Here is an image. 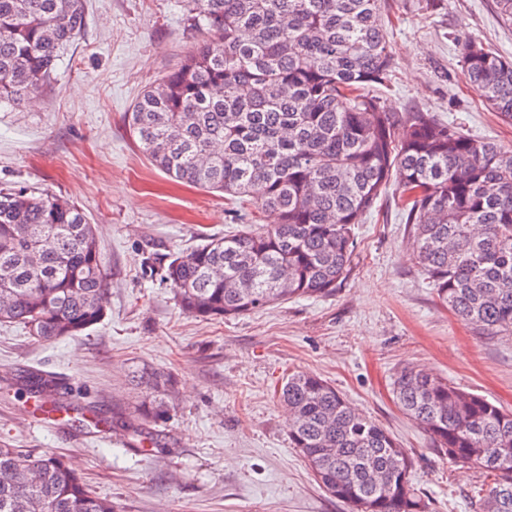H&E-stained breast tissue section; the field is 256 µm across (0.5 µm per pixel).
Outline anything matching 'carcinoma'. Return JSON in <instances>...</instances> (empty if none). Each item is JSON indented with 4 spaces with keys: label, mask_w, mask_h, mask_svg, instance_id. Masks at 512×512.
Wrapping results in <instances>:
<instances>
[{
    "label": "carcinoma",
    "mask_w": 512,
    "mask_h": 512,
    "mask_svg": "<svg viewBox=\"0 0 512 512\" xmlns=\"http://www.w3.org/2000/svg\"><path fill=\"white\" fill-rule=\"evenodd\" d=\"M190 26L213 31L138 96L129 133L172 180L247 197L248 224L163 267L181 310L224 319L293 298L330 296L350 275L355 226L392 178L412 248L438 299L490 336L512 335V148L478 140L431 112H389L394 68L384 0H180ZM84 0H0V102L21 104L84 28ZM467 83L512 123V59L467 41ZM407 126L404 140L394 127ZM274 211L279 222L257 223ZM0 323L41 342L80 336L105 315L95 228L64 196L0 188ZM148 399L125 427L168 412L174 378L145 370ZM52 386L29 372L22 389ZM393 392L434 451L479 470L480 512H512V412L409 367ZM278 398L288 439L320 487L349 512H429L414 458L317 375H288ZM0 512H118L52 454L0 446Z\"/></svg>",
    "instance_id": "carcinoma-1"
}]
</instances>
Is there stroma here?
Segmentation results:
<instances>
[{
  "instance_id": "stroma-1",
  "label": "stroma",
  "mask_w": 512,
  "mask_h": 512,
  "mask_svg": "<svg viewBox=\"0 0 512 512\" xmlns=\"http://www.w3.org/2000/svg\"><path fill=\"white\" fill-rule=\"evenodd\" d=\"M87 24L30 100L0 104V187L70 198L97 227L106 316L86 335L36 342L0 323V444L65 457L121 512H346L288 440L274 396L288 373L333 385L412 452L430 512H476L483 477L436 453L394 404L391 383L426 369L512 411V335L488 336L453 316L426 283L409 226L389 189L356 228L352 271L330 297L301 298L225 320L178 307L163 279L169 257L245 222L250 202L172 182L130 136L139 93L205 40L177 0H86ZM396 67L383 93L393 112L429 111L465 133L512 147V124L467 84L460 45L512 55L495 0H387ZM170 373L165 419L140 444L118 419L144 397L135 371ZM47 372L58 399L92 407L69 422L39 418L17 383Z\"/></svg>"
}]
</instances>
